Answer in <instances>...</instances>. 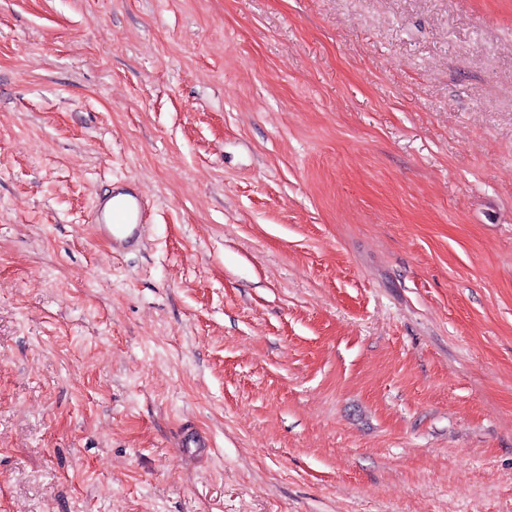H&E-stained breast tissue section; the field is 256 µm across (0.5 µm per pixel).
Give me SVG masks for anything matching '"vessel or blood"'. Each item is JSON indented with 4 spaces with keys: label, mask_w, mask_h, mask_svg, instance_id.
<instances>
[{
    "label": "vessel or blood",
    "mask_w": 512,
    "mask_h": 512,
    "mask_svg": "<svg viewBox=\"0 0 512 512\" xmlns=\"http://www.w3.org/2000/svg\"><path fill=\"white\" fill-rule=\"evenodd\" d=\"M89 221L113 252H136L145 244L151 206L134 183L116 184L96 197Z\"/></svg>",
    "instance_id": "obj_1"
}]
</instances>
